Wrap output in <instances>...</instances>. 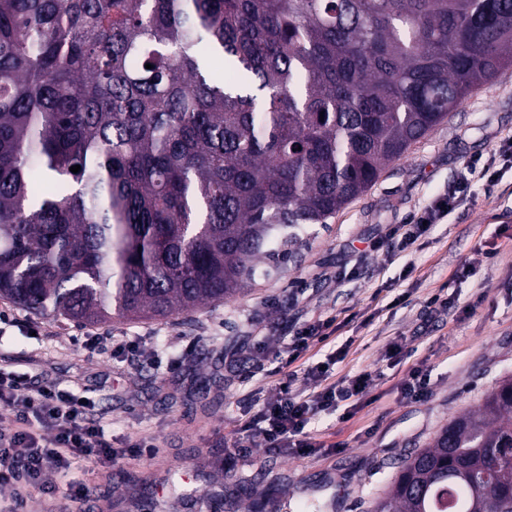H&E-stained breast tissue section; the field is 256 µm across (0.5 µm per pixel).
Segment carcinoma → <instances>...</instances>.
<instances>
[{
  "label": "carcinoma",
  "instance_id": "carcinoma-1",
  "mask_svg": "<svg viewBox=\"0 0 512 512\" xmlns=\"http://www.w3.org/2000/svg\"><path fill=\"white\" fill-rule=\"evenodd\" d=\"M509 67L512 0H0V300H232ZM511 448L512 377L373 512H512Z\"/></svg>",
  "mask_w": 512,
  "mask_h": 512
}]
</instances>
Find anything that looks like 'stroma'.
<instances>
[{
	"label": "stroma",
	"instance_id": "1",
	"mask_svg": "<svg viewBox=\"0 0 512 512\" xmlns=\"http://www.w3.org/2000/svg\"><path fill=\"white\" fill-rule=\"evenodd\" d=\"M510 136L512 68L328 223L308 226L289 245L285 272L257 277L233 301L167 319L82 327L0 301V372L72 388L106 411L113 440L147 435L157 447L154 456L107 472L80 467L91 489L85 512H113L128 491L152 503V512H168L182 497L198 499L222 483L236 485L244 506L267 490L277 512H302L311 501L319 512H370L404 457L431 446L454 417L512 377V159L498 153ZM469 162L492 164L496 180H468L464 195L452 199ZM447 197L449 214L398 251L393 229L416 223L422 207ZM434 293L453 308H426ZM398 295L405 298L399 305ZM328 316L336 327L331 344L307 356L315 363L338 355L341 377L375 370L365 404L348 420L339 410L318 413L310 424L323 443L316 452L283 457L258 448L221 469L216 460L241 404H261L275 381L310 390L284 347L295 328ZM93 334L136 337L142 357L89 356L80 343ZM391 341L401 345L400 357H385ZM415 365L430 373V394L417 402L397 390Z\"/></svg>",
	"mask_w": 512,
	"mask_h": 512
}]
</instances>
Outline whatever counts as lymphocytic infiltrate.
<instances>
[{
	"label": "lymphocytic infiltrate",
	"mask_w": 512,
	"mask_h": 512,
	"mask_svg": "<svg viewBox=\"0 0 512 512\" xmlns=\"http://www.w3.org/2000/svg\"><path fill=\"white\" fill-rule=\"evenodd\" d=\"M334 364L329 358L307 367L311 392L295 393L281 385L257 412H244L228 456L244 458L259 446L270 453L298 455L317 448L309 429L313 417L330 409L353 412L372 379L367 370L336 377ZM0 405L12 411L16 423L0 431V512H25L24 488L53 494L51 477H66L76 461L91 460L107 469L117 460L153 453L147 437L115 447L106 432V412L56 383L35 386L27 376L0 373Z\"/></svg>",
	"instance_id": "f902f5d3"
}]
</instances>
